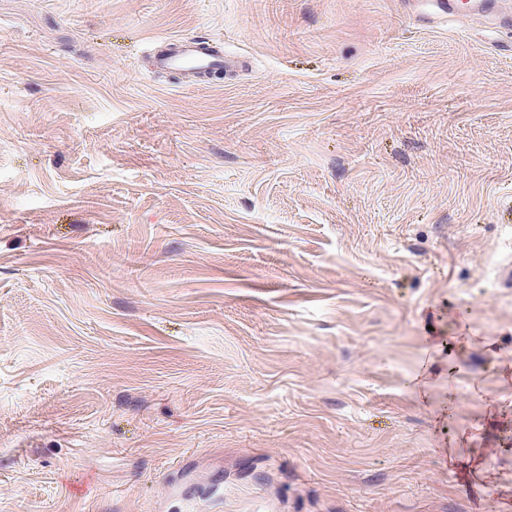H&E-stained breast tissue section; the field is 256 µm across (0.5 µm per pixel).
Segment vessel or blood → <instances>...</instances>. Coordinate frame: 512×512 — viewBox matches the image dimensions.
I'll return each mask as SVG.
<instances>
[{
    "label": "vessel or blood",
    "mask_w": 512,
    "mask_h": 512,
    "mask_svg": "<svg viewBox=\"0 0 512 512\" xmlns=\"http://www.w3.org/2000/svg\"><path fill=\"white\" fill-rule=\"evenodd\" d=\"M407 6L427 24H442L462 10L493 14L499 26L512 28V10L500 11L499 0H406ZM238 59L206 40L177 36L165 38L161 49L154 52L149 63L153 69L177 73L182 87L191 88L203 76L218 70L230 71Z\"/></svg>",
    "instance_id": "1"
}]
</instances>
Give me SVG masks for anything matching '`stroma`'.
I'll list each match as a JSON object with an SVG mask.
<instances>
[{
	"mask_svg": "<svg viewBox=\"0 0 512 512\" xmlns=\"http://www.w3.org/2000/svg\"><path fill=\"white\" fill-rule=\"evenodd\" d=\"M510 209L489 17L0 0V512H512ZM161 41L165 44L151 55L150 66L155 70L177 73L183 88L198 85L209 72L230 71L238 62L236 56L224 54L198 37H166Z\"/></svg>",
	"mask_w": 512,
	"mask_h": 512,
	"instance_id": "obj_1",
	"label": "stroma"
}]
</instances>
